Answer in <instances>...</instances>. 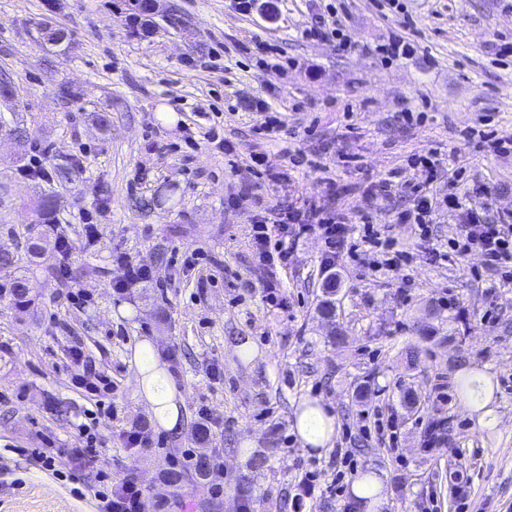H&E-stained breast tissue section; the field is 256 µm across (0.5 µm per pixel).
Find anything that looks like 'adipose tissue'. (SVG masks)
<instances>
[{"instance_id": "1", "label": "adipose tissue", "mask_w": 512, "mask_h": 512, "mask_svg": "<svg viewBox=\"0 0 512 512\" xmlns=\"http://www.w3.org/2000/svg\"><path fill=\"white\" fill-rule=\"evenodd\" d=\"M135 359L147 380L146 399L154 418L167 431L180 426L181 414L175 401V387L166 367L159 361L150 342H143L135 352ZM335 419L328 406L319 401H302L295 413L293 426L303 446L321 453L330 442Z\"/></svg>"}]
</instances>
